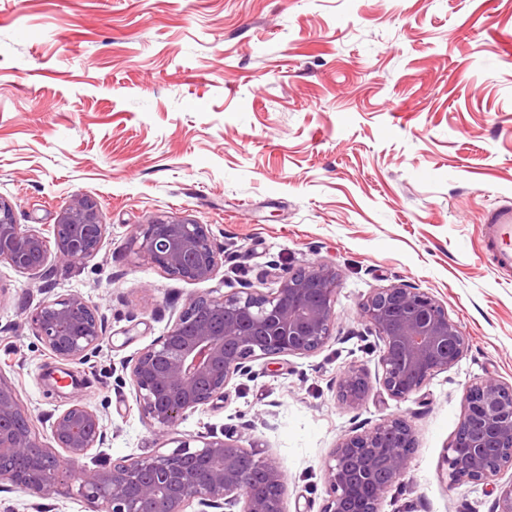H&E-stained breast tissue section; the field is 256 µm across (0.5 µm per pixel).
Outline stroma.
Here are the masks:
<instances>
[{
  "instance_id": "obj_1",
  "label": "stroma",
  "mask_w": 512,
  "mask_h": 512,
  "mask_svg": "<svg viewBox=\"0 0 512 512\" xmlns=\"http://www.w3.org/2000/svg\"><path fill=\"white\" fill-rule=\"evenodd\" d=\"M0 196L26 230L50 234L82 196L107 226L97 254L54 263L48 281L0 264V375L42 444L45 414L65 407L25 322L46 287L104 318L99 354L69 370L111 459L214 431L278 463L287 512H323L332 450L401 416L415 450L381 512H499L512 470L454 486L445 456L466 388L512 384V270L480 223L512 202V0H0ZM159 215L208 225L224 247L215 277L133 255L135 226ZM276 264L336 269L329 342L253 361L172 433L145 424L115 387L123 362L192 297L269 292ZM395 283L434 297L469 343L402 401L379 384L383 344L359 316ZM353 365L369 381L357 406L336 389Z\"/></svg>"
}]
</instances>
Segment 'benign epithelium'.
<instances>
[{"mask_svg":"<svg viewBox=\"0 0 512 512\" xmlns=\"http://www.w3.org/2000/svg\"><path fill=\"white\" fill-rule=\"evenodd\" d=\"M97 203L78 200L52 227L55 251L39 230H21L12 204L0 196V263L34 278L49 277V256L80 263L94 256L105 236ZM134 254L187 282L213 278L224 264L205 224L158 217L135 227ZM272 274L278 287L262 293L245 286L221 297L190 299L164 334L124 362L142 420L166 433L190 413L224 399L248 362L307 356L323 348L335 319L338 273L326 265L290 267ZM366 329L383 343L380 357L387 394L405 400L467 352L466 336L427 293L404 284L377 289L360 306ZM32 334L62 362L86 361L105 340L97 305L75 293L42 300L26 316ZM369 383L353 366L340 378L339 397L360 403ZM54 445L32 436L13 387L0 376V484L35 499L34 512H49L46 501L79 491L91 512H286L280 466L261 459L231 439L212 433L185 438L163 453L111 460L104 450L103 415L78 396L49 414ZM198 441L193 446L191 442ZM415 432L404 417L381 421L342 439L326 472L330 499L323 512H380L389 490L405 476ZM95 467H89L85 459ZM450 483H483L512 468V385L495 378L469 386L464 414L445 456Z\"/></svg>","mask_w":512,"mask_h":512,"instance_id":"7a95c632","label":"benign epithelium"}]
</instances>
